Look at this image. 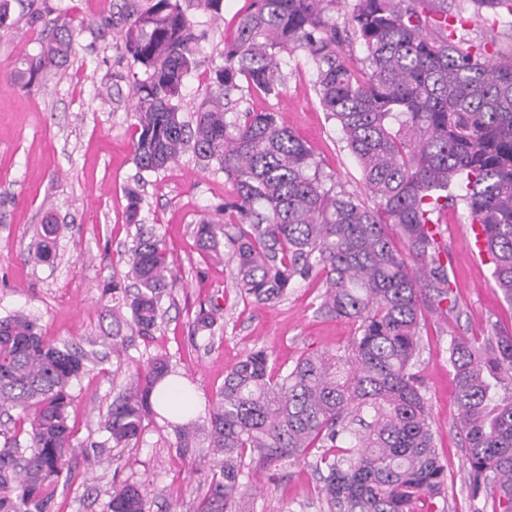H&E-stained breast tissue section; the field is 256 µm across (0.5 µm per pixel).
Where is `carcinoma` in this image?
<instances>
[{
	"label": "carcinoma",
	"mask_w": 512,
	"mask_h": 512,
	"mask_svg": "<svg viewBox=\"0 0 512 512\" xmlns=\"http://www.w3.org/2000/svg\"><path fill=\"white\" fill-rule=\"evenodd\" d=\"M342 4L340 26L333 12ZM461 13L451 15L448 0H253L189 121L182 87L201 60L181 0H130L105 22L120 29L116 49L145 74L135 79L132 112L138 169L156 172L190 151L232 185L222 205L229 220L196 227L201 249L219 257L227 248L234 284L258 304L319 278L318 313L356 325L345 355L306 354L275 373L268 351L252 349L227 372L209 422V448L222 462L196 512H239L246 453L269 470L316 446L337 449L320 459L330 512H445L446 468L415 371L422 326L456 305L441 211L461 205L480 226L492 279L512 303V51L489 52L493 34L483 44L466 38ZM355 40L365 49L360 69L343 53ZM74 41L65 27L45 37L13 82L30 90L67 62ZM297 51L316 65L320 105L361 169L369 204L324 174L275 113L242 110L244 96L234 97L280 95L283 54ZM127 200L137 231L125 277L135 291L112 308L116 350L124 325L152 335L175 288L161 240L139 226L138 187ZM60 229L54 217L41 225L27 260L50 262ZM219 310L213 301L199 307L194 333L212 338ZM491 330L452 337L448 363L472 497L491 487L499 512H512V334ZM88 360L77 343L46 341L26 313L0 318V412L18 411L22 424L20 435L0 434V512H48L68 479L70 388ZM169 376L168 361L154 358L139 385L112 402L102 421L112 447L140 440ZM108 512H150L147 494L126 483Z\"/></svg>",
	"instance_id": "carcinoma-1"
}]
</instances>
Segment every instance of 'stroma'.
<instances>
[{
    "mask_svg": "<svg viewBox=\"0 0 512 512\" xmlns=\"http://www.w3.org/2000/svg\"><path fill=\"white\" fill-rule=\"evenodd\" d=\"M123 4L65 0L64 11L50 13L44 0H34L31 9L15 8L13 28L0 30V317L25 311L36 317L44 339L58 343L80 337L94 342L100 355L71 387L70 421L79 450L50 512H107L113 487L124 483L148 491L151 512H195L214 460L205 430L226 372L253 348L267 349L277 370L311 352L341 355L355 333L351 322L318 314L319 279L298 283L275 305H258L234 287L231 263L204 257L195 227L204 220L223 223L220 206L232 193L223 172L201 168L188 153L159 172L138 176L132 161V82L126 61L114 49L117 31L103 27ZM249 6L250 0H224L217 21L188 8L202 36L203 63L183 89L185 115L194 112L212 69L223 64L224 44L234 38ZM467 12L470 38H485L492 30L498 47L512 50V16L504 9L471 4ZM60 26L75 32L67 63L49 69L32 92L19 91L11 73L36 52L42 34ZM283 60L282 93H250L247 107L278 113L325 174L366 198L360 168L319 104L314 63L301 52ZM135 184L143 198L141 222L161 238L180 281L164 299L153 335H130L126 350L116 353L107 340L115 303L109 287L123 281L127 270L125 250L135 228L126 222L125 192ZM51 214L61 226L56 259L50 265L28 264L27 249ZM468 227L464 210L449 212L444 242L457 306L443 320L428 321L417 370L448 474L447 512L476 507L498 512L493 491L470 498L448 345L452 336H484L495 325L512 333V304L495 288L491 266L480 259ZM214 299L221 306L214 337L193 335L195 311ZM155 357L166 358L174 377L194 395L192 418L199 432L185 455L177 449L171 419L154 418L139 443L128 448L108 445L100 427L115 395L134 387L138 367ZM321 454L309 449L298 463L270 475L257 473L255 457L245 456L244 470L258 486L247 498L249 512H329L319 493Z\"/></svg>",
    "mask_w": 512,
    "mask_h": 512,
    "instance_id": "stroma-1",
    "label": "stroma"
}]
</instances>
